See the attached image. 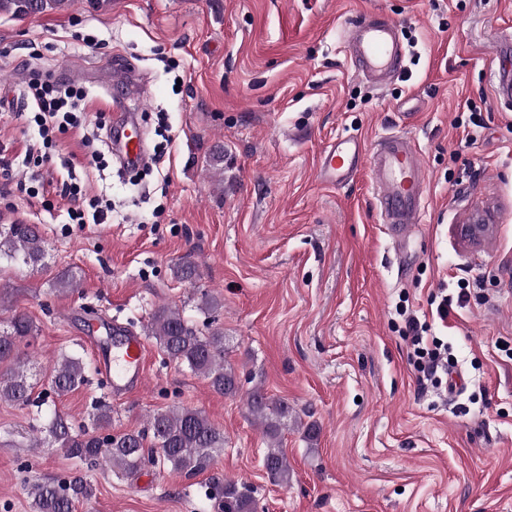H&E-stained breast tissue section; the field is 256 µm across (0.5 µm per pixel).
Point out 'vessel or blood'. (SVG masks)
Instances as JSON below:
<instances>
[{
  "instance_id": "vessel-or-blood-1",
  "label": "vessel or blood",
  "mask_w": 512,
  "mask_h": 512,
  "mask_svg": "<svg viewBox=\"0 0 512 512\" xmlns=\"http://www.w3.org/2000/svg\"><path fill=\"white\" fill-rule=\"evenodd\" d=\"M341 52L359 77L379 88L392 84L404 70L406 48L400 26L382 15L363 13L346 23ZM112 138L122 164L137 167L143 163V131L135 113L127 111L118 95L112 100ZM363 165L372 175L382 223L389 225L397 241H405L425 214L426 175L416 142L406 133L386 132L367 148L355 136H338L321 153L318 175L324 183L340 184ZM146 355L141 336L113 327L112 351L104 355L103 365L112 373L114 391L127 392L143 385Z\"/></svg>"
}]
</instances>
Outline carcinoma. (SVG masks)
<instances>
[{"mask_svg": "<svg viewBox=\"0 0 512 512\" xmlns=\"http://www.w3.org/2000/svg\"><path fill=\"white\" fill-rule=\"evenodd\" d=\"M71 4L72 0H0V14L26 19L64 11ZM1 252L33 271L44 268L45 241L33 224H1ZM173 273L176 278L189 282L199 277L198 266L190 260L178 263ZM33 333L34 324L23 313L13 315L7 329L0 332V366L10 364L9 372H0V401L22 406L33 403L34 384L24 374L26 363L22 359ZM147 333L168 359L203 376L215 392L235 396L241 391L240 379L224 357L222 330L213 329L202 336L189 326L179 308L161 305L152 313ZM85 380L83 359L62 356L52 367L42 404H47L53 396L73 391ZM246 405L268 441L264 465L270 479L281 485L288 484L291 471L281 444L282 432L288 428V417L292 416L288 402L269 396L262 386L255 385L246 393ZM47 432V444L60 448L67 457L92 466L110 465L131 476L148 463L196 475L210 466L213 452L224 447V430L201 410L190 407L157 412L150 416L146 429L119 436L110 433L100 436L78 430L56 413L49 420ZM148 440L151 441L149 453L145 452ZM89 495L90 485L82 477L69 481L48 480L30 489L34 512H73L75 500ZM221 505L222 512H256L253 498L240 492L233 482L222 487Z\"/></svg>", "mask_w": 512, "mask_h": 512, "instance_id": "cac0c4a2", "label": "carcinoma"}]
</instances>
